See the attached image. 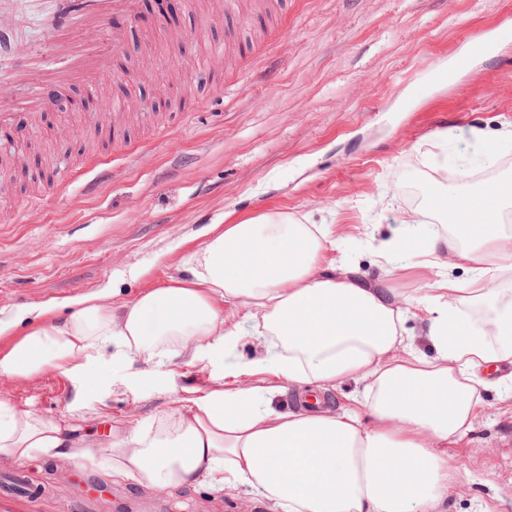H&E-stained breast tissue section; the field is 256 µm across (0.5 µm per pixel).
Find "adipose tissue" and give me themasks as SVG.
I'll return each mask as SVG.
<instances>
[{"label": "adipose tissue", "instance_id": "obj_1", "mask_svg": "<svg viewBox=\"0 0 512 512\" xmlns=\"http://www.w3.org/2000/svg\"><path fill=\"white\" fill-rule=\"evenodd\" d=\"M426 165L433 190L399 221L412 227L422 266L438 272L427 295L336 276L322 264L340 248L327 225L264 213L210 237L188 257L189 277L129 301L76 299L67 318L47 319L0 354V374L87 378L93 360L132 355L166 375L171 392L173 358L205 363L214 387L132 423L113 445L114 474L152 489L204 475L218 492L250 487L268 512H448L454 476L441 448L469 434L483 391L512 396V181L462 191L447 154ZM432 217L447 227L428 228ZM461 266L463 281L452 274ZM227 304L245 307L241 320L225 324ZM412 319L429 351L406 335ZM245 333L260 341L261 359L231 360ZM255 373L295 388V405L276 409V388L242 385ZM345 380L357 385L347 406L305 403ZM70 432L0 404V455L14 462L93 463Z\"/></svg>", "mask_w": 512, "mask_h": 512}]
</instances>
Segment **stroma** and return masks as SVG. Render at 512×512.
Listing matches in <instances>:
<instances>
[{"label":"stroma","instance_id":"stroma-1","mask_svg":"<svg viewBox=\"0 0 512 512\" xmlns=\"http://www.w3.org/2000/svg\"><path fill=\"white\" fill-rule=\"evenodd\" d=\"M138 23L113 12L97 54L115 69L58 93L93 91L97 112H15L0 127V350L45 314L101 288L129 300L168 278L218 224L285 212L329 225L355 275L404 295L424 294L434 270L417 258L383 265L399 244L397 217L415 208L420 158L440 134L449 149L489 140L512 124V0H181L158 27L154 0H134ZM45 8L0 0V68L25 55L54 59ZM121 32L114 45L113 32ZM491 35L487 57L454 84L434 83L466 39ZM426 93L412 97V84ZM166 87L168 105L153 107ZM484 166L463 162L464 186L512 178V140ZM177 392L211 386L203 365H177ZM173 394V395H176ZM135 357L102 359L92 379L49 369L0 375V402L63 420L99 463L33 460L21 471L39 494L23 512H265L251 489L215 492L208 478L155 490L114 476L112 443L129 420H149L173 397ZM462 441L444 454L454 470L448 512H512V400L491 390ZM71 481L58 483L55 471Z\"/></svg>","mask_w":512,"mask_h":512}]
</instances>
